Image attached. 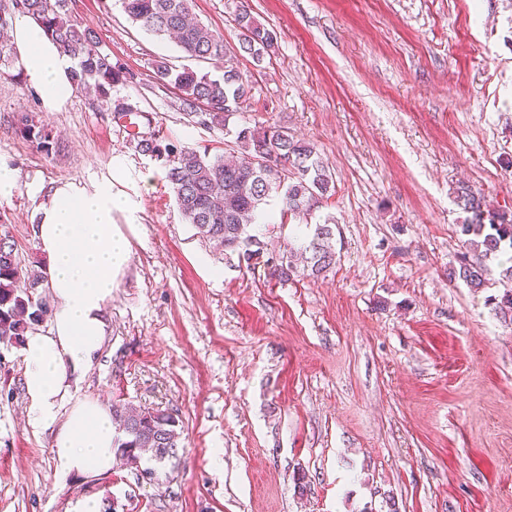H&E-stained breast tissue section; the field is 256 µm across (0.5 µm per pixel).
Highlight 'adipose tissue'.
Returning <instances> with one entry per match:
<instances>
[{"mask_svg":"<svg viewBox=\"0 0 512 512\" xmlns=\"http://www.w3.org/2000/svg\"><path fill=\"white\" fill-rule=\"evenodd\" d=\"M13 27L28 81L46 108H59L72 93L69 59L28 16H15ZM131 209L130 199L113 192L108 180L90 190L58 185L40 208L37 238L48 260L54 310L48 333H29L21 349L26 424L36 432L53 430L56 473L63 479L110 471L116 458L111 410L76 397L71 377L101 350L106 307L130 257L129 241L112 215Z\"/></svg>","mask_w":512,"mask_h":512,"instance_id":"obj_1","label":"adipose tissue"}]
</instances>
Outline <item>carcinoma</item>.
I'll use <instances>...</instances> for the list:
<instances>
[{
    "label": "carcinoma",
    "instance_id": "obj_1",
    "mask_svg": "<svg viewBox=\"0 0 512 512\" xmlns=\"http://www.w3.org/2000/svg\"><path fill=\"white\" fill-rule=\"evenodd\" d=\"M124 12L135 24L175 40L187 56L224 61V75L214 79L190 69L177 71L166 62L155 65V79L179 91L182 110L200 125H229L230 117L242 109L249 87L241 72L229 63L224 39L192 17L191 0H122ZM31 18L54 43L61 55L77 62L70 70L75 89L94 92L110 112H121L120 121L130 127L131 141L143 155L162 162L166 179L185 223L192 225L204 241L224 249L244 248L243 259L260 258L261 241L248 233L257 222L271 193L283 192L282 215L304 217L320 207L335 192L332 175L314 146L299 140L281 126L235 128L231 158L199 151L178 142L145 136L137 119L142 114L130 106L110 102L115 84L135 83L138 75L112 60L99 49V39L89 28L70 19L67 0H0V77L21 81L24 67L11 41L12 18ZM234 22L240 32L238 48L259 63L274 54L277 34L251 11L238 10ZM15 130L36 143L44 154L56 151V141L35 120L19 123ZM460 202L472 213L462 225L466 252L450 270L452 277L474 291L487 286L484 267L468 259L473 251L482 257L512 250V214L484 210L480 197L461 193ZM310 230L299 247L289 246L278 255V278H317L336 267L335 229L329 222L305 225ZM44 279L32 273L8 233L0 234V339L16 344L24 341L34 326L52 318L53 306L38 293ZM113 419L118 430L119 459L139 466L140 450L151 449L158 463L176 456L180 447L179 419L160 408H141L130 403L115 405Z\"/></svg>",
    "mask_w": 512,
    "mask_h": 512
}]
</instances>
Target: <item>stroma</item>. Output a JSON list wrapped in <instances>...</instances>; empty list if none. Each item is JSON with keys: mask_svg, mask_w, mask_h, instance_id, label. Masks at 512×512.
I'll return each instance as SVG.
<instances>
[{"mask_svg": "<svg viewBox=\"0 0 512 512\" xmlns=\"http://www.w3.org/2000/svg\"><path fill=\"white\" fill-rule=\"evenodd\" d=\"M239 2L193 11L248 81L238 122L287 127L329 167L336 193L308 221L337 222L340 260L286 282L247 269L197 237L164 168L95 95L49 111L0 78V162L19 172L0 234L31 269L46 264L36 216L54 186L108 179L138 205L113 216L131 257L73 390L170 409L181 432L153 480L118 462L58 479L52 431L25 425L20 347L0 343V512H75L88 496L112 512H512V324L492 303L512 283L496 258L481 292L448 277L469 219L458 194L512 211V0H247L278 38L259 63L237 54ZM68 12L139 74L112 98L167 140L223 151V126L192 122L153 67L223 68L132 23L121 0ZM24 113L55 153L15 134Z\"/></svg>", "mask_w": 512, "mask_h": 512, "instance_id": "stroma-1", "label": "stroma"}]
</instances>
